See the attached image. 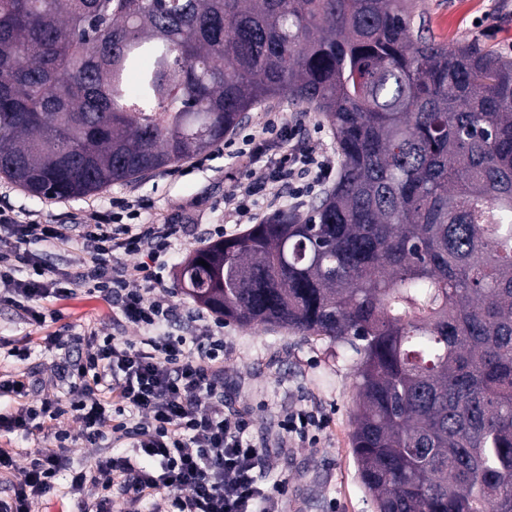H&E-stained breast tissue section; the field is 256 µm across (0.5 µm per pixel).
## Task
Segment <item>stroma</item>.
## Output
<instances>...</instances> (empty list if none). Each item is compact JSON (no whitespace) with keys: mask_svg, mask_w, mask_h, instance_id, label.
I'll return each mask as SVG.
<instances>
[{"mask_svg":"<svg viewBox=\"0 0 512 512\" xmlns=\"http://www.w3.org/2000/svg\"><path fill=\"white\" fill-rule=\"evenodd\" d=\"M414 2L416 14L424 17L436 40L451 46L475 43L512 58V7L503 0ZM273 116L297 126L299 146L329 161L330 169L313 194L294 198L287 185L273 180L271 148L248 158L227 155L218 145L175 167L115 183L82 198L33 197L0 177V207L12 209L21 224L33 220L82 224L111 213L113 201H139L140 222L183 225V233L173 239L157 264L158 276L176 310L193 307V300L179 285V267L212 243L214 226H223L228 237L242 232V225L233 223L224 211V197L239 179L264 185L253 215L257 222L280 210L307 216L336 180L340 169L336 134L320 113L292 111L283 99L252 110L236 133H249ZM59 307L61 323L72 332L91 327L102 337L133 339L140 334L136 327L113 325L111 306L87 294L70 296ZM56 326L33 327L0 303V375L25 376L35 390L62 394L64 383L55 365L63 353L45 349L41 341ZM22 346L31 350L28 359L10 356L11 348ZM353 373L354 357L344 345L317 337L304 339L286 329H249L232 321L224 324V409L251 419L249 438L260 450L255 474L267 492L281 499L284 512H376L359 479L350 446ZM296 409L323 414L328 420L326 428L306 442L284 436L279 421L286 411ZM54 446L53 435L47 433L26 439L0 431V448L12 452L17 463L15 470L0 473V498H6L9 485L21 479L30 452Z\"/></svg>","mask_w":512,"mask_h":512,"instance_id":"1","label":"stroma"}]
</instances>
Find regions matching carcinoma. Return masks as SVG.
Returning a JSON list of instances; mask_svg holds the SVG:
<instances>
[{
  "instance_id": "1",
  "label": "carcinoma",
  "mask_w": 512,
  "mask_h": 512,
  "mask_svg": "<svg viewBox=\"0 0 512 512\" xmlns=\"http://www.w3.org/2000/svg\"><path fill=\"white\" fill-rule=\"evenodd\" d=\"M284 93L336 132V182L182 290L353 350L378 512H512V59L412 0H0V176L37 198L193 159Z\"/></svg>"
}]
</instances>
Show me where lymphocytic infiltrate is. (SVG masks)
<instances>
[{"mask_svg": "<svg viewBox=\"0 0 512 512\" xmlns=\"http://www.w3.org/2000/svg\"><path fill=\"white\" fill-rule=\"evenodd\" d=\"M294 138V131L271 122L243 143H286L276 161V179L327 173L328 161L296 148ZM180 231L177 224H126L118 213L108 224H20L10 209L0 208V233L13 240L10 249L0 250L1 303L40 328L59 318L51 301L82 291L113 302L116 323L146 331L134 341L101 338L93 331L45 336L46 347L77 352L63 364L69 382L64 397L32 400L23 377L0 378L1 394L23 399L13 412L0 413V429L27 436L51 431L57 442L30 454L23 479L11 485L0 512H32L35 501L55 491L57 475L68 464L70 436L55 431L54 423L67 415L80 421L79 437L86 444L95 447L113 436L136 450L135 456L103 457L73 473V493L97 489L95 512H112L118 496L138 502L157 493L173 512H282L279 500L265 493L253 473L259 450L246 436L249 420L224 411L220 320L197 314L190 335L152 333L174 312L157 291L154 266ZM75 238L86 258L73 274L45 265L26 249L32 242L58 248ZM120 253L127 255L126 263H117ZM148 460L159 464V475L146 470Z\"/></svg>", "mask_w": 512, "mask_h": 512, "instance_id": "obj_1", "label": "lymphocytic infiltrate"}]
</instances>
